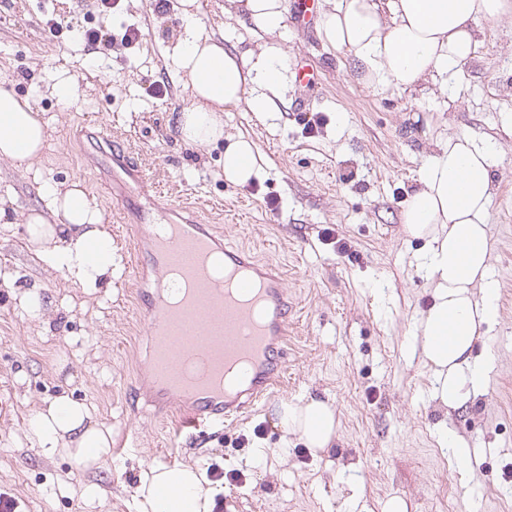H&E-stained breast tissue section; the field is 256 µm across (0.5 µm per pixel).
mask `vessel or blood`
<instances>
[{
  "label": "vessel or blood",
  "instance_id": "b4317fda",
  "mask_svg": "<svg viewBox=\"0 0 512 512\" xmlns=\"http://www.w3.org/2000/svg\"><path fill=\"white\" fill-rule=\"evenodd\" d=\"M109 163L119 166L132 180L118 206L148 180L140 167L113 152ZM180 209L167 204L142 207L136 237L151 247L159 269H166L167 255L187 246L192 250L183 271L194 287L176 310L166 309L160 295L147 293L142 279H135L140 331L151 338L145 366L151 387L169 400L185 403V428L196 430L232 421L262 398L276 383L286 365L287 351L279 341L288 333V307L281 277L263 273L244 248L226 244L213 225L197 219H179ZM221 253L227 268H251V275L237 281L236 295L225 298L208 286L203 259ZM230 364L249 371L246 389L229 393L222 375Z\"/></svg>",
  "mask_w": 512,
  "mask_h": 512
}]
</instances>
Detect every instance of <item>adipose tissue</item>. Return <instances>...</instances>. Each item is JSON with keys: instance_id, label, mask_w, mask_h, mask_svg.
I'll use <instances>...</instances> for the list:
<instances>
[{"instance_id": "ef3b65f1", "label": "adipose tissue", "mask_w": 512, "mask_h": 512, "mask_svg": "<svg viewBox=\"0 0 512 512\" xmlns=\"http://www.w3.org/2000/svg\"><path fill=\"white\" fill-rule=\"evenodd\" d=\"M179 2L183 33L171 58L192 97L178 117L179 137L196 147L224 142V179L246 186L260 177L262 158L251 140L225 135L222 112L242 104L260 116L272 111V95L287 82L286 53L276 39L288 0H225V17L245 16L253 32L275 38L244 54L225 50L204 31L199 0ZM508 15L512 0H323L317 34L351 58L368 89L410 92L429 83L434 90L424 109L441 112L454 77L476 51L481 23ZM47 139L48 125L30 102L1 83L0 157L34 165ZM495 164L491 144L467 132L438 134L402 212L405 234L424 242L417 267L431 286V303L411 334L433 378V399L451 410L483 393L490 368L489 358L474 356L473 347L498 316L488 235ZM41 192L47 210L27 215L30 244L65 278L96 291L114 260L101 211L76 183L65 189L47 184ZM58 214L64 227L49 221ZM279 420L286 433L317 451L329 448L338 433L336 410L326 400L283 403ZM28 431L44 453H66L83 470L110 454L111 430L94 421L85 403L65 395L34 410ZM214 495L200 467L150 465L134 500L137 512H211Z\"/></svg>"}]
</instances>
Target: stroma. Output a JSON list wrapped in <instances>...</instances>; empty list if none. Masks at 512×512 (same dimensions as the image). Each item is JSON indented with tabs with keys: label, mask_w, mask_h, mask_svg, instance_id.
I'll return each mask as SVG.
<instances>
[{
	"label": "stroma",
	"mask_w": 512,
	"mask_h": 512,
	"mask_svg": "<svg viewBox=\"0 0 512 512\" xmlns=\"http://www.w3.org/2000/svg\"><path fill=\"white\" fill-rule=\"evenodd\" d=\"M207 33L225 49H246L252 34L224 15V0H199ZM107 24L113 34L136 23L139 41L94 47L72 28ZM182 33L176 4L117 0L103 16L98 0H0V82L29 100L48 125L39 164L0 159V496L14 512H135L143 468L186 463L216 488L212 512H369L402 497L409 512H512V17L481 26L473 59L458 76L461 92L442 115L449 133L468 131L496 151L489 214L499 316L475 355L493 353L485 392L462 411L432 400V377L413 349L410 326L430 290L417 271L422 240L403 231L402 208L432 145L418 116L420 92L377 94L360 83L349 58L325 46L316 28L288 22V64L306 58L317 85L309 110L322 122L306 132L289 86L276 110L259 117L224 110V131L251 139L266 166L246 187L222 175L224 146L189 147L176 129L191 97L167 50ZM77 78L80 94L62 106L54 84ZM163 95H155V87ZM111 127L162 191L221 203L207 223L226 242L274 263L293 305L288 360L281 379L237 422L202 438L181 425L178 403L157 397L140 370L148 337L138 332L132 273L151 268L129 225L113 221L109 171L87 166L91 141L77 137L85 117ZM78 182L103 210L116 268L92 296L51 269L28 242L25 218L44 207L42 183ZM348 252H341L340 244ZM37 286L44 318L21 307L19 287ZM89 406L111 428L112 451L82 471L48 457L27 434L33 409L59 395ZM333 401L340 421L331 448L313 453L279 424L286 401ZM460 436L471 454L461 468L440 443ZM243 472V483L227 472ZM103 491L83 499V484Z\"/></svg>",
	"instance_id": "35a3bbf8"
}]
</instances>
